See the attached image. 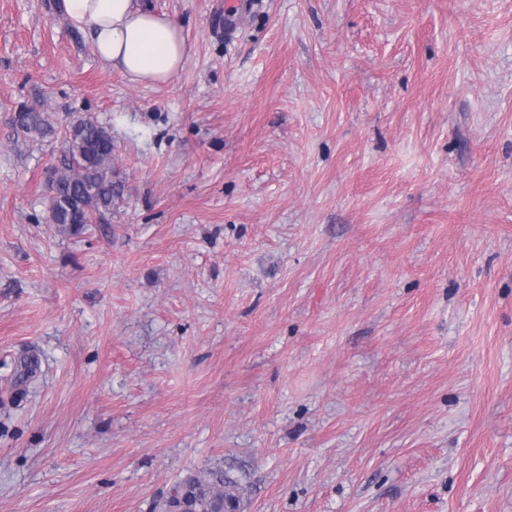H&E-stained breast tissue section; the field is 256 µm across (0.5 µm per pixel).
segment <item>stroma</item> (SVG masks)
Here are the masks:
<instances>
[{"mask_svg": "<svg viewBox=\"0 0 512 512\" xmlns=\"http://www.w3.org/2000/svg\"><path fill=\"white\" fill-rule=\"evenodd\" d=\"M149 2L160 85L0 0V512H512V0ZM23 103L112 136L79 236ZM182 487L187 489L185 498L197 502V512H218L221 506L216 499L222 496H229L237 501V496L230 492L231 482L224 481V472L221 470L209 471L202 476H190L180 481L174 487L178 497L182 496Z\"/></svg>", "mask_w": 512, "mask_h": 512, "instance_id": "35a3bbf8", "label": "stroma"}]
</instances>
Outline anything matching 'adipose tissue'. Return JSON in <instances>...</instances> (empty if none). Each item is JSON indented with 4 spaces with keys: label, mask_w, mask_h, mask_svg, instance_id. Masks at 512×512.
<instances>
[{
    "label": "adipose tissue",
    "mask_w": 512,
    "mask_h": 512,
    "mask_svg": "<svg viewBox=\"0 0 512 512\" xmlns=\"http://www.w3.org/2000/svg\"><path fill=\"white\" fill-rule=\"evenodd\" d=\"M59 13L87 33L103 63L134 83H168L192 51L178 21L141 0H60Z\"/></svg>",
    "instance_id": "1"
}]
</instances>
